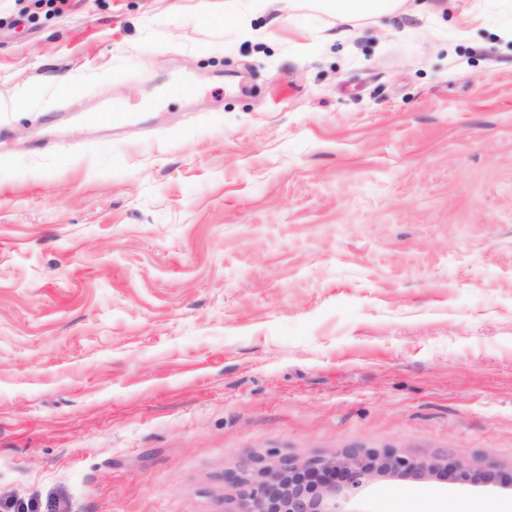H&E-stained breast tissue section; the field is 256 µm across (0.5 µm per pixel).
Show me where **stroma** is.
<instances>
[{
    "mask_svg": "<svg viewBox=\"0 0 512 512\" xmlns=\"http://www.w3.org/2000/svg\"><path fill=\"white\" fill-rule=\"evenodd\" d=\"M214 2L0 0V512H224L273 451L512 467V0ZM313 7L333 15L343 23L365 19L399 17L407 0H314Z\"/></svg>",
    "mask_w": 512,
    "mask_h": 512,
    "instance_id": "obj_1",
    "label": "stroma"
}]
</instances>
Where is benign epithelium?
I'll return each mask as SVG.
<instances>
[{
    "label": "benign epithelium",
    "mask_w": 512,
    "mask_h": 512,
    "mask_svg": "<svg viewBox=\"0 0 512 512\" xmlns=\"http://www.w3.org/2000/svg\"><path fill=\"white\" fill-rule=\"evenodd\" d=\"M383 478L512 487V473L496 465L421 458L396 449L350 448L304 459L272 454L259 463H244L230 476L238 491L225 512H366L361 508L364 492Z\"/></svg>",
    "instance_id": "7a95c632"
}]
</instances>
